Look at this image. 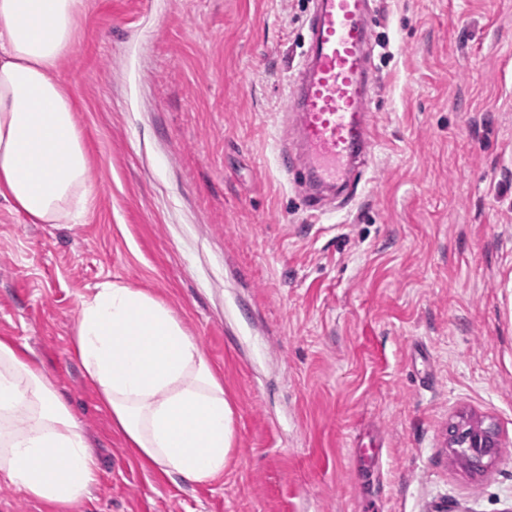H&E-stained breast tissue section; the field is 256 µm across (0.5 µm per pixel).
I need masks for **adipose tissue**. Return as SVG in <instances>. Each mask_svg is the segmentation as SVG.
<instances>
[{
	"label": "adipose tissue",
	"mask_w": 512,
	"mask_h": 512,
	"mask_svg": "<svg viewBox=\"0 0 512 512\" xmlns=\"http://www.w3.org/2000/svg\"><path fill=\"white\" fill-rule=\"evenodd\" d=\"M83 0H0V198L35 224L82 223L93 201L78 103L58 78ZM75 350L102 409L144 463L205 484L230 450L224 386L165 302L106 281L83 297ZM98 463L55 382L0 338V484L69 512Z\"/></svg>",
	"instance_id": "adipose-tissue-1"
}]
</instances>
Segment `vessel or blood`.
Instances as JSON below:
<instances>
[{
    "mask_svg": "<svg viewBox=\"0 0 512 512\" xmlns=\"http://www.w3.org/2000/svg\"><path fill=\"white\" fill-rule=\"evenodd\" d=\"M309 47L283 101L294 147L277 166L301 189L311 215L326 193L352 191L377 139L368 105L376 88L371 0H314Z\"/></svg>",
    "mask_w": 512,
    "mask_h": 512,
    "instance_id": "b4317fda",
    "label": "vessel or blood"
}]
</instances>
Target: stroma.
Returning <instances> with one entry per match:
<instances>
[{
	"label": "stroma",
	"instance_id": "stroma-1",
	"mask_svg": "<svg viewBox=\"0 0 512 512\" xmlns=\"http://www.w3.org/2000/svg\"><path fill=\"white\" fill-rule=\"evenodd\" d=\"M59 78L95 203L0 206V336L71 404L70 512H512V0H372L371 164L309 220L276 167L310 0H84ZM104 281L165 301L224 385L223 478L143 469L74 354ZM492 420L479 475L448 425Z\"/></svg>",
	"mask_w": 512,
	"mask_h": 512
}]
</instances>
